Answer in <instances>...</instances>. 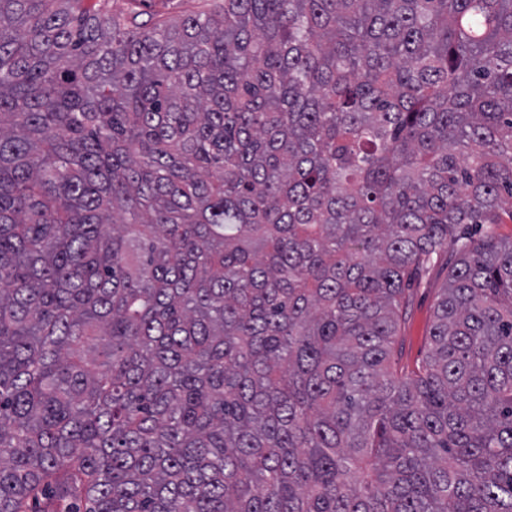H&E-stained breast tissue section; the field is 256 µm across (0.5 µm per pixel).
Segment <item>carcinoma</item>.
<instances>
[{"instance_id": "cac0c4a2", "label": "carcinoma", "mask_w": 512, "mask_h": 512, "mask_svg": "<svg viewBox=\"0 0 512 512\" xmlns=\"http://www.w3.org/2000/svg\"><path fill=\"white\" fill-rule=\"evenodd\" d=\"M81 2L0 0V512H512V0ZM213 6L212 0H148L143 9L162 10L165 16L177 18L184 11L207 9ZM448 269L438 263L426 278L409 290L408 319L402 332V357L404 363L413 364L421 358L426 336L431 325V314L439 288L446 281Z\"/></svg>"}]
</instances>
